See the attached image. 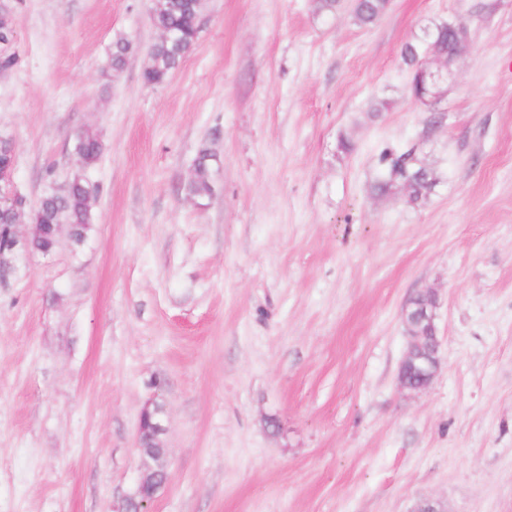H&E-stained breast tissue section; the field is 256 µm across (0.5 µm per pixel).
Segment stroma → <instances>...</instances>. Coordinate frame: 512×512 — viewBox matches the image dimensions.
Listing matches in <instances>:
<instances>
[{"mask_svg": "<svg viewBox=\"0 0 512 512\" xmlns=\"http://www.w3.org/2000/svg\"><path fill=\"white\" fill-rule=\"evenodd\" d=\"M150 5L10 3L17 188L32 208L82 174L97 195L83 244L19 253L0 281V512H114L155 401L150 512H512V0H390L370 27L347 4L202 0L154 87ZM445 23L462 49L416 100L401 52L433 60ZM119 36L136 48L115 73ZM410 148L427 197L373 195L382 151ZM430 289L441 368L412 394L400 313ZM75 150L84 167L95 165L102 153V144L97 135L89 132L80 133L76 138ZM214 153L205 146L199 150L195 159L194 174L186 186V192L190 196L201 197L211 192L210 161Z\"/></svg>", "mask_w": 512, "mask_h": 512, "instance_id": "35a3bbf8", "label": "stroma"}]
</instances>
